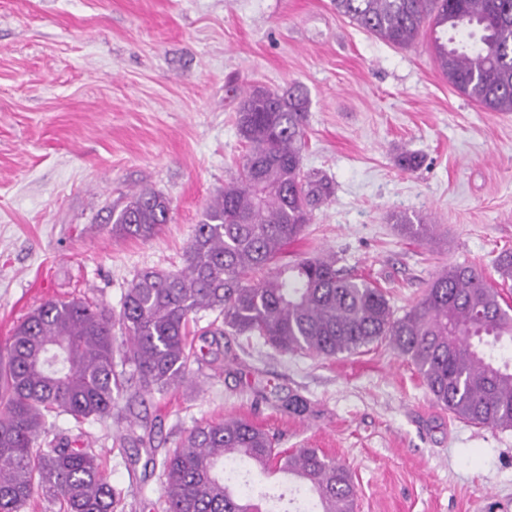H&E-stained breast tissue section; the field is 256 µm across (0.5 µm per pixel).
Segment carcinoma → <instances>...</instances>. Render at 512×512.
Segmentation results:
<instances>
[{
    "label": "carcinoma",
    "instance_id": "cac0c4a2",
    "mask_svg": "<svg viewBox=\"0 0 512 512\" xmlns=\"http://www.w3.org/2000/svg\"><path fill=\"white\" fill-rule=\"evenodd\" d=\"M336 11L399 48L426 27L448 84L488 112H512V0H334ZM306 96L297 88L256 87L239 105L246 154L237 179L209 206L185 251L186 266L144 269L128 283L119 311L82 299L49 300L0 346V512H25L35 491L62 512H112L115 492L91 445L56 431L112 416L118 400L180 384L205 354L190 324L214 314L200 334L258 336L281 353L333 358L385 340L415 366L433 400L477 425L512 428V251L497 258L499 284L473 267L445 268L423 297L398 316L384 292L338 266L335 254L276 265L331 184L302 171ZM170 220V204L151 190L133 193L112 235L148 240ZM401 233L429 237L430 224L405 219ZM121 330L115 350L114 328ZM159 463L165 512H355L348 470L317 448L281 450L245 418L204 422ZM243 464L288 476L290 493L236 487L224 468Z\"/></svg>",
    "mask_w": 512,
    "mask_h": 512
}]
</instances>
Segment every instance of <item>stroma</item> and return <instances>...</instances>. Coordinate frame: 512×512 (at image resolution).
Returning a JSON list of instances; mask_svg holds the SVG:
<instances>
[{
    "instance_id": "stroma-1",
    "label": "stroma",
    "mask_w": 512,
    "mask_h": 512,
    "mask_svg": "<svg viewBox=\"0 0 512 512\" xmlns=\"http://www.w3.org/2000/svg\"><path fill=\"white\" fill-rule=\"evenodd\" d=\"M433 60L430 31L396 48L333 0H0V343L45 301L116 310L138 271L183 268L204 210L239 173L237 109L255 87L306 95L302 166L334 188L280 263L336 254L399 314L446 266L497 281L493 260L512 251V112L483 110ZM406 151L421 158L409 172ZM145 188L169 200V224L146 241L113 237ZM402 215L435 225L436 240H407ZM223 344L147 413L84 424L115 512H165L128 431L152 429L163 452L228 417L344 465L356 512H512V428L448 412L387 342L331 359L256 336ZM294 396L302 413L285 408Z\"/></svg>"
}]
</instances>
